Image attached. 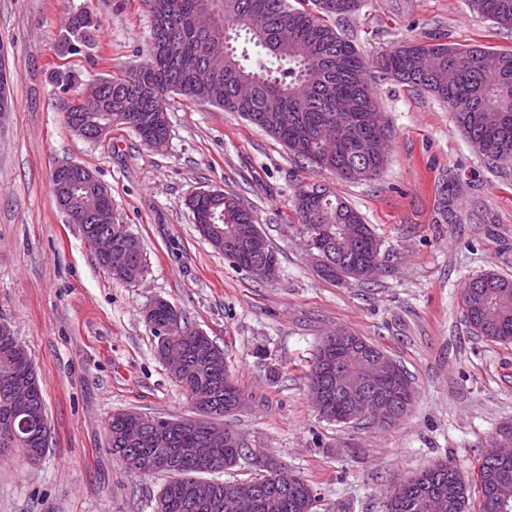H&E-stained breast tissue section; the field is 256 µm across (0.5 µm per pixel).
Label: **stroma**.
I'll use <instances>...</instances> for the list:
<instances>
[{"label":"stroma","instance_id":"stroma-1","mask_svg":"<svg viewBox=\"0 0 512 512\" xmlns=\"http://www.w3.org/2000/svg\"><path fill=\"white\" fill-rule=\"evenodd\" d=\"M74 4L99 29L91 49L67 54ZM340 31L371 59L434 35L512 50V31L493 27L470 0H364ZM151 36L145 0H0V56L12 76L0 126V323L35 362L50 429L40 463L17 450L0 457V512H153L165 475L113 458L107 422L118 411L194 416L145 321L156 298L223 349L243 395L223 423L252 456L215 480L257 476L260 456L312 484L319 512H387L394 487L438 463L473 477L484 448L512 429V344L474 334L461 290L488 271L512 276V169L475 153L447 104L389 80L377 86L392 127L388 162L367 182L295 161L237 113L175 93L164 150L129 128L98 142L70 132L63 113L81 90H60L54 74H120L146 61ZM60 160L108 187L145 254L139 283L112 279L58 208L50 175ZM304 184L325 186L373 227L386 265L376 282H334L314 270L294 211ZM216 189L252 209L278 253L275 281L234 266L198 232L186 200ZM338 327L411 374L414 401L397 424L339 425L315 409L306 375Z\"/></svg>","mask_w":512,"mask_h":512}]
</instances>
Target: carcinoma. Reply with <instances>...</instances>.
<instances>
[{
  "label": "carcinoma",
  "mask_w": 512,
  "mask_h": 512,
  "mask_svg": "<svg viewBox=\"0 0 512 512\" xmlns=\"http://www.w3.org/2000/svg\"><path fill=\"white\" fill-rule=\"evenodd\" d=\"M361 0H216L219 27L205 30L198 24L204 0H167L169 12L158 13L154 0L150 12L158 14L153 44L168 42L170 49L149 54L139 70L130 69L112 77V89L85 85V99L93 106L94 120L133 129L142 140L163 138V104L171 92L192 99L204 98L244 119L281 142L297 159L342 178L358 182L376 179L387 158L374 153L371 144L392 133L381 131L372 114L376 84L391 78L412 88H421L448 104L458 126L473 150L503 166L512 165V51L493 54L496 62L482 64L488 52L480 47H461L431 40L405 41L373 60L364 58L339 32L336 22L360 8ZM474 7L503 29H512V0H473ZM98 21L86 11L67 23L66 50L79 52L94 41ZM141 98L137 118L122 112L125 97ZM194 215L203 224L213 222L226 236L237 235L254 223L250 210L232 193L199 196L192 202ZM297 220L303 235L308 225L322 227V244L336 255V226L360 224L362 235L348 243L346 254L362 263L381 256V243L360 212L340 198L324 194L318 185L298 188ZM123 248H112V256L97 259L112 277L122 269L114 261ZM463 311L476 335L491 342L512 343V277L486 272L471 279L461 292ZM174 307L156 302L150 323L168 325ZM190 331L180 322L177 336L168 340L182 349L186 370L177 383L199 413L197 419H169L167 453L175 466L158 494L160 512H213L191 508L190 490L202 473L189 448H202L212 460L229 468L246 456L245 444L231 430L221 448L206 444L203 418L224 416V404L240 396L229 375L224 350L209 337L182 341ZM354 344L331 348L338 359L355 361L365 348L391 360L392 369L381 374L379 391L411 404L412 382L403 366L383 348L353 336ZM11 361L15 376L32 381L34 408L46 412L43 391L34 362L25 347L6 344L0 329V360ZM351 404L332 397L319 408L329 421L341 422ZM140 414L117 412L108 422L109 450L127 468L138 473H157L152 455L157 449L144 441ZM43 447L34 438H14L0 432V455L13 449L28 454ZM495 445L482 457L477 480L471 485L446 462L406 480L389 497V512H428L425 498L434 494L444 503L443 512H493L488 507L489 488L506 485L512 493V459H497ZM315 488L301 477L291 480L281 494L278 512H318Z\"/></svg>",
  "instance_id": "1"
}]
</instances>
